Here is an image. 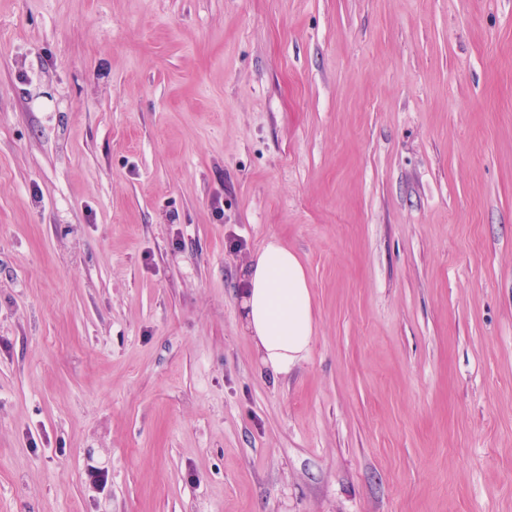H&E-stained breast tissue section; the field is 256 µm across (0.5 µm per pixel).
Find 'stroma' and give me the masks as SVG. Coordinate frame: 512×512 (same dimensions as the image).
<instances>
[{"label": "stroma", "mask_w": 512, "mask_h": 512, "mask_svg": "<svg viewBox=\"0 0 512 512\" xmlns=\"http://www.w3.org/2000/svg\"><path fill=\"white\" fill-rule=\"evenodd\" d=\"M0 512H512V0H0ZM242 327L274 376L288 375L309 353L314 304L304 264L269 239L242 268Z\"/></svg>", "instance_id": "obj_1"}]
</instances>
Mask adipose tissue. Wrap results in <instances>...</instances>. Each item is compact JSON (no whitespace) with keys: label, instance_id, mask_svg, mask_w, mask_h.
Masks as SVG:
<instances>
[{"label":"adipose tissue","instance_id":"obj_1","mask_svg":"<svg viewBox=\"0 0 512 512\" xmlns=\"http://www.w3.org/2000/svg\"><path fill=\"white\" fill-rule=\"evenodd\" d=\"M242 327L273 375L304 360L315 332L314 304L304 264L269 239L242 269Z\"/></svg>","mask_w":512,"mask_h":512}]
</instances>
